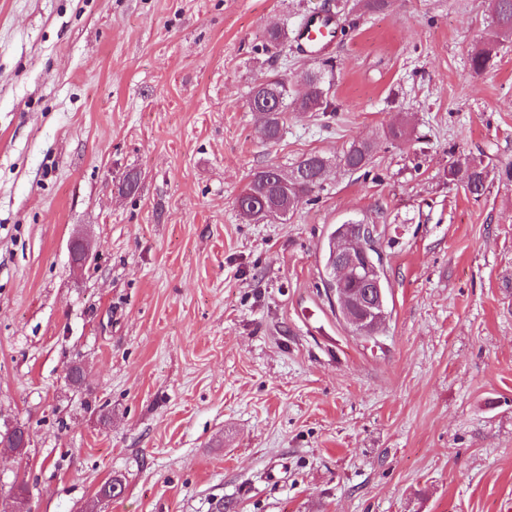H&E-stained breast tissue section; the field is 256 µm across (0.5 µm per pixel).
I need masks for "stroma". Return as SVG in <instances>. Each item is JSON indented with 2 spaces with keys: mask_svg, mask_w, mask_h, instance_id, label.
Returning <instances> with one entry per match:
<instances>
[{
  "mask_svg": "<svg viewBox=\"0 0 512 512\" xmlns=\"http://www.w3.org/2000/svg\"><path fill=\"white\" fill-rule=\"evenodd\" d=\"M329 3L324 57L266 47ZM492 39L488 0H0V431L29 435L0 446V501L512 512V39L471 69ZM318 68L334 111L264 144L251 88ZM310 152L325 180L286 219L238 211L255 169ZM463 157L488 165L482 197L444 175ZM347 220L382 257L371 339L326 295ZM373 147L367 141H354L343 153L340 161L347 170L357 172L367 168L372 160Z\"/></svg>",
  "mask_w": 512,
  "mask_h": 512,
  "instance_id": "stroma-1",
  "label": "stroma"
}]
</instances>
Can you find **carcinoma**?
I'll use <instances>...</instances> for the list:
<instances>
[{
  "label": "carcinoma",
  "mask_w": 512,
  "mask_h": 512,
  "mask_svg": "<svg viewBox=\"0 0 512 512\" xmlns=\"http://www.w3.org/2000/svg\"><path fill=\"white\" fill-rule=\"evenodd\" d=\"M492 23L497 35L512 36V0H490ZM265 40L268 45L282 47L288 44V30L273 26L266 29ZM493 60L491 49H480L471 56V68L474 72L485 70ZM304 92L293 100H288V87L284 81L276 76H269L255 84L249 95V107L253 112L263 113L259 127L261 140L266 144L276 143L288 119V112H325L330 107V87L326 86L324 77L319 71H308L303 76ZM373 147L367 141H354L343 153L341 162L347 170L357 172L367 168L372 160ZM328 164L327 159L320 153L304 155L292 167V171L306 170L309 179L296 184L295 189L288 192V199L284 202V212L294 210L300 203L303 195L312 191L321 184L316 175L322 166ZM489 172L482 161L465 160L454 161L445 173L450 182H459L473 197L482 196L487 189ZM279 183L271 175V168L264 167L252 173L250 182L243 190L255 204L261 206L277 195ZM358 230V223L347 221L334 227L328 237L327 259L331 262L333 247L336 242L353 235ZM368 254L365 262L369 265V279L384 284V272L380 264L379 252L374 247V239H368Z\"/></svg>",
  "instance_id": "carcinoma-1"
}]
</instances>
